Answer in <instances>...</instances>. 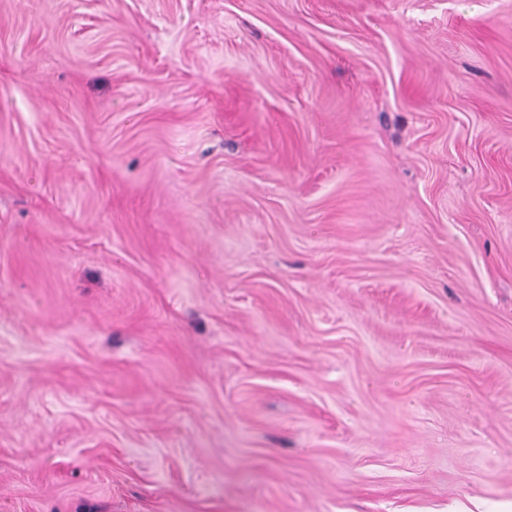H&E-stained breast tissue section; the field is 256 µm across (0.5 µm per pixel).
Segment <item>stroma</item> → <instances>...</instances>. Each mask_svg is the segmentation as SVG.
Instances as JSON below:
<instances>
[{"instance_id":"obj_1","label":"stroma","mask_w":512,"mask_h":512,"mask_svg":"<svg viewBox=\"0 0 512 512\" xmlns=\"http://www.w3.org/2000/svg\"><path fill=\"white\" fill-rule=\"evenodd\" d=\"M0 512H512V0H0Z\"/></svg>"}]
</instances>
